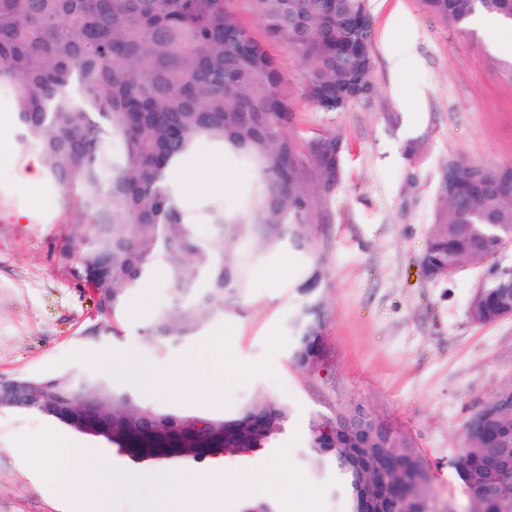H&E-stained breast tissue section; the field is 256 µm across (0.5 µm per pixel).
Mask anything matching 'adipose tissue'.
<instances>
[{
  "label": "adipose tissue",
  "instance_id": "ef3b65f1",
  "mask_svg": "<svg viewBox=\"0 0 512 512\" xmlns=\"http://www.w3.org/2000/svg\"><path fill=\"white\" fill-rule=\"evenodd\" d=\"M223 359L224 346L217 343L190 349L182 361L162 374L144 367L134 373L125 364L118 365L117 370L127 374L132 385L162 395L188 396L201 391L209 399L217 400L223 395Z\"/></svg>",
  "mask_w": 512,
  "mask_h": 512
}]
</instances>
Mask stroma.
Instances as JSON below:
<instances>
[{
    "mask_svg": "<svg viewBox=\"0 0 512 512\" xmlns=\"http://www.w3.org/2000/svg\"><path fill=\"white\" fill-rule=\"evenodd\" d=\"M374 33L373 93L345 112L317 109L304 94V64L286 43L270 45L291 83L298 143L324 134L344 143L343 177L323 204L310 250L281 247L254 256L244 301L201 333L224 336V396L207 404L159 398L186 413L228 415L264 396L286 401L290 418L278 445L308 481L324 490L325 512H345L332 469L309 462L310 428L352 403L371 407L420 458L433 512H471L473 501L454 460L468 415L512 381V318L479 324L468 314L478 269L429 280L421 258L442 207L439 181L449 161L495 172L512 164V51L496 31L459 32L434 17L423 0H370ZM12 150L0 161V379L62 371L103 372L102 357L165 372L186 344L157 352L142 329L172 296L164 272L145 297H133L109 343L90 347L81 331L96 316L89 289L60 260L68 227L66 196L52 181H25L36 150L9 123ZM200 142L176 192L186 216L208 236L206 204L235 207L250 172L225 160L229 188L214 187L207 164L219 155ZM325 271L324 355L307 370L289 362L293 324L305 304L298 286L313 264ZM34 412L0 409V512H68L61 494L43 485L17 457L13 439L45 427Z\"/></svg>",
    "mask_w": 512,
    "mask_h": 512,
    "instance_id": "stroma-1",
    "label": "stroma"
}]
</instances>
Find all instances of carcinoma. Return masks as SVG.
<instances>
[{
	"label": "carcinoma",
	"instance_id": "obj_1",
	"mask_svg": "<svg viewBox=\"0 0 512 512\" xmlns=\"http://www.w3.org/2000/svg\"><path fill=\"white\" fill-rule=\"evenodd\" d=\"M266 39L284 41L306 66L305 94L324 112H346L373 91V58L349 53L353 42L373 46L368 0H248ZM438 18L465 31L478 15L512 25V0H423ZM15 98L23 139L39 152L47 177L63 188L77 261L73 276L92 289L99 319L85 336L101 341L157 261L172 286L173 303L143 329L158 350L197 335L247 288V258L234 250L246 241L254 252L286 244L308 247L314 237L310 185L318 175L323 196L341 177V139L322 135L307 151L289 130L294 112L288 80L266 45L243 25L231 0H0V90ZM208 140L253 175L239 208L209 204L211 234L201 237L178 203L174 172ZM481 165H453L454 188L442 195L447 211L427 233L423 270L479 267L470 318L492 323L512 311V190L479 192L476 180L496 179ZM207 288L197 290L198 280ZM320 265L311 267L299 291L308 303L296 323L292 365L313 367L322 357ZM45 407L0 402L20 412L50 417L83 435L81 421L101 410L115 428L92 439L136 465L199 464L200 448L224 447V426L246 434L251 451L270 447L289 421L288 404L264 397L233 416L183 413L143 403L100 373L10 379ZM497 415L478 406L461 436L476 448H511L512 381L494 394ZM219 428L199 442L195 430ZM388 460L406 459L393 473L404 512H432L428 495L415 497L413 481H427L410 449L393 438ZM312 463L336 472V489L349 512H360V483L348 464V437H336L329 418L315 421L309 438ZM466 488L482 483L492 499H474L473 512H512V479L505 481L473 455L455 463Z\"/></svg>",
	"mask_w": 512,
	"mask_h": 512
}]
</instances>
